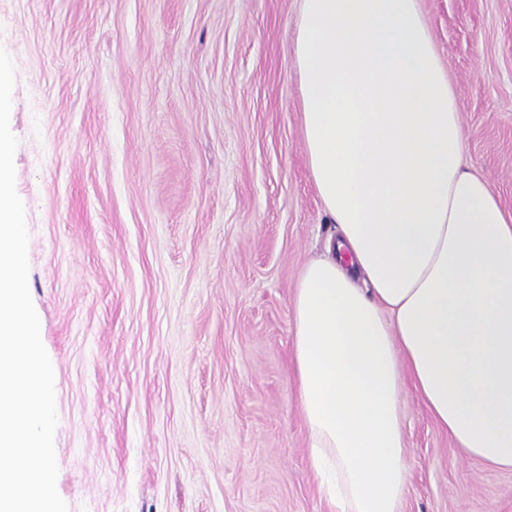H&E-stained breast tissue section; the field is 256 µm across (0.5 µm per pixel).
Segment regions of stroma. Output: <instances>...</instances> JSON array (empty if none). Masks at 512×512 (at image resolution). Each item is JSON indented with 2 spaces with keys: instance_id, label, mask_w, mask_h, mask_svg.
Instances as JSON below:
<instances>
[{
  "instance_id": "stroma-1",
  "label": "stroma",
  "mask_w": 512,
  "mask_h": 512,
  "mask_svg": "<svg viewBox=\"0 0 512 512\" xmlns=\"http://www.w3.org/2000/svg\"><path fill=\"white\" fill-rule=\"evenodd\" d=\"M299 0H0L28 285L67 512H330L293 392L298 276L335 233L292 57ZM512 213V0H420ZM401 512H512L404 390Z\"/></svg>"
}]
</instances>
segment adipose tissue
Returning a JSON list of instances; mask_svg holds the SVG:
<instances>
[{"label":"adipose tissue","instance_id":"ef3b65f1","mask_svg":"<svg viewBox=\"0 0 512 512\" xmlns=\"http://www.w3.org/2000/svg\"><path fill=\"white\" fill-rule=\"evenodd\" d=\"M309 172L338 236L293 299L294 389L332 512H399L413 386L467 457L512 469V215L419 0H300Z\"/></svg>","mask_w":512,"mask_h":512}]
</instances>
